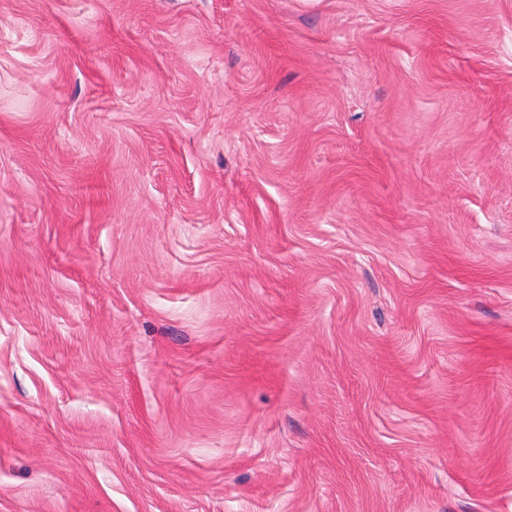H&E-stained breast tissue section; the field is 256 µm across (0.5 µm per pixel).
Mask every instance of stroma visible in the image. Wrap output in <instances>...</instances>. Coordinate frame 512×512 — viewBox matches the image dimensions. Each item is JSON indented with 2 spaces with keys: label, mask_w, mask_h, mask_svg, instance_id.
Masks as SVG:
<instances>
[{
  "label": "stroma",
  "mask_w": 512,
  "mask_h": 512,
  "mask_svg": "<svg viewBox=\"0 0 512 512\" xmlns=\"http://www.w3.org/2000/svg\"><path fill=\"white\" fill-rule=\"evenodd\" d=\"M0 512H512V0H0Z\"/></svg>",
  "instance_id": "35a3bbf8"
}]
</instances>
